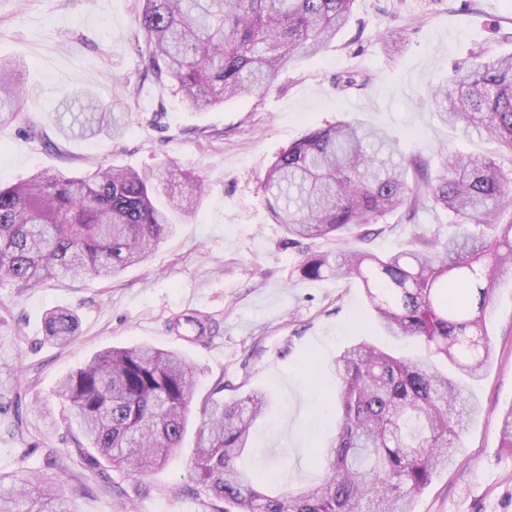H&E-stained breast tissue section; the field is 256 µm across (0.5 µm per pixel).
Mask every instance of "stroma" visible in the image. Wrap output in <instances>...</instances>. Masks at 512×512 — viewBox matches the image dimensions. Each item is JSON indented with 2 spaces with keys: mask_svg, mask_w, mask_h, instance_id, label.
Returning a JSON list of instances; mask_svg holds the SVG:
<instances>
[{
  "mask_svg": "<svg viewBox=\"0 0 512 512\" xmlns=\"http://www.w3.org/2000/svg\"><path fill=\"white\" fill-rule=\"evenodd\" d=\"M138 0H0V59L20 62V120L0 124V186L42 168L77 174L100 165L150 170L175 163V195L195 194L198 207L174 215L176 230L141 265L110 282L49 281L17 291L0 288V397L23 396L27 427L14 433L0 419V470L30 476L49 449L72 447L65 427L44 421V407L63 413L59 379L112 345L138 344L184 353L197 370L190 427L216 383L224 399L266 390L271 405L252 431L248 464L279 485L317 481L313 452L336 428V383L330 363L365 339L405 356L421 354L416 339L386 335L374 321L356 279L301 278L305 251H336L333 241L287 244L271 219L262 180L274 157L310 129L356 119L393 133L406 156L440 169V151L511 159L478 131L462 134L425 101L453 65L476 53H512V0H355L346 28L321 54L281 70L261 99H232L205 112L142 71L146 49ZM399 39L386 36L392 24ZM365 76L362 86L340 77ZM88 90L111 104L119 134L62 138L58 109ZM43 139H27L25 120ZM369 248L402 247L424 224L448 237L446 212H422L416 224L400 214ZM71 308L79 336L61 347L47 342L44 315ZM196 312L211 321L206 338L172 320ZM491 365L472 391L481 411L470 424L455 464L408 505L410 512H512V450L502 447L500 414L512 408V271L499 277L486 315ZM193 437L162 469L132 478L101 465L65 459L59 478L77 512H210V497L193 479Z\"/></svg>",
  "mask_w": 512,
  "mask_h": 512,
  "instance_id": "obj_1",
  "label": "stroma"
}]
</instances>
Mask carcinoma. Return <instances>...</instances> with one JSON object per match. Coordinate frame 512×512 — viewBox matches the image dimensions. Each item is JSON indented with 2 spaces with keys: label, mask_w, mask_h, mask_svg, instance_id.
Listing matches in <instances>:
<instances>
[{
  "label": "carcinoma",
  "mask_w": 512,
  "mask_h": 512,
  "mask_svg": "<svg viewBox=\"0 0 512 512\" xmlns=\"http://www.w3.org/2000/svg\"><path fill=\"white\" fill-rule=\"evenodd\" d=\"M354 0H140L145 69L171 84L197 110L232 98H260L279 69L318 54L346 24ZM20 64L0 61V121L16 120ZM450 126L484 132L512 156V55L479 54L428 91ZM82 134L118 130L112 107L85 95ZM435 181L410 187L422 167L398 150V138L356 120L316 127L276 156L264 179L265 204L287 240H343L335 254H312L297 267L308 279L360 280L380 328L425 343L423 358L400 359L361 340L335 359L338 418L313 460L322 478L278 496L238 465L250 430L270 397L253 390L231 401L210 399L196 435L194 473L212 512H407V503L462 448L479 405L469 393L491 361L485 312L497 275L512 267V216L503 198L512 168L494 159L441 153ZM175 170L137 172L100 166L80 176L43 169L0 187V282L18 290L51 279L108 281L143 262L175 225L171 213L198 205L169 197ZM404 210H446L459 233L442 241L428 228L408 247L384 255L351 243L376 236L373 225ZM195 339L205 316L182 314ZM79 320L67 308L48 312L46 339L70 344ZM196 369L181 353L112 347L59 382L81 438L66 456L107 463L140 477L182 447ZM32 482L0 471V512H75L52 470Z\"/></svg>",
  "instance_id": "cac0c4a2"
}]
</instances>
